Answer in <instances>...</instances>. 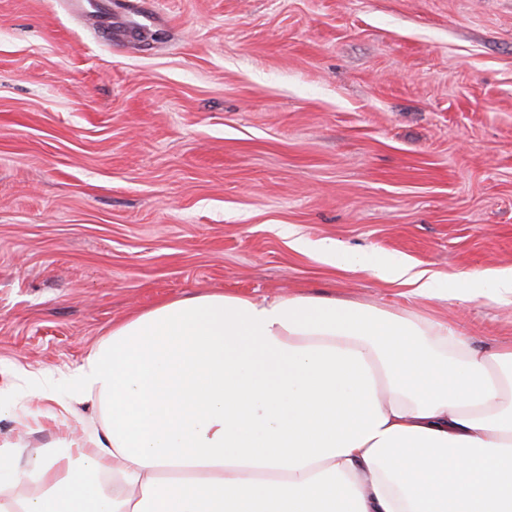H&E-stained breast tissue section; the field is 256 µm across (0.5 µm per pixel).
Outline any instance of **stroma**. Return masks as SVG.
<instances>
[{
  "instance_id": "1",
  "label": "stroma",
  "mask_w": 512,
  "mask_h": 512,
  "mask_svg": "<svg viewBox=\"0 0 512 512\" xmlns=\"http://www.w3.org/2000/svg\"><path fill=\"white\" fill-rule=\"evenodd\" d=\"M154 10L109 39L63 0H0V444L100 429L26 376L196 294L414 310L512 345V303L419 302L291 246L451 284L512 268V0Z\"/></svg>"
}]
</instances>
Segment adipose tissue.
Returning <instances> with one entry per match:
<instances>
[{
	"instance_id": "1",
	"label": "adipose tissue",
	"mask_w": 512,
	"mask_h": 512,
	"mask_svg": "<svg viewBox=\"0 0 512 512\" xmlns=\"http://www.w3.org/2000/svg\"><path fill=\"white\" fill-rule=\"evenodd\" d=\"M294 246L419 300L445 294L429 269ZM458 294L512 303V269ZM31 384L97 401L105 427L30 457L0 444V474L40 487L0 512H512V347L415 311L199 294Z\"/></svg>"
}]
</instances>
